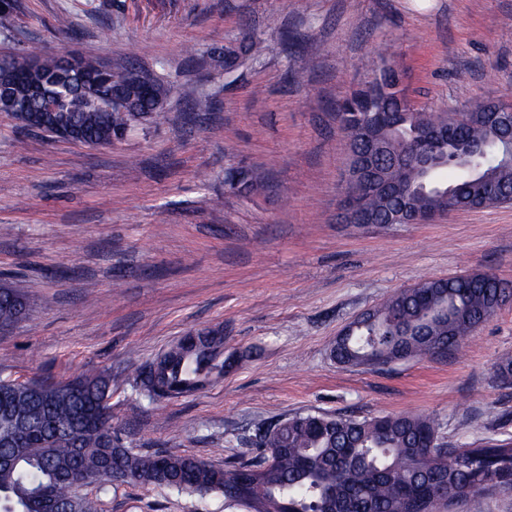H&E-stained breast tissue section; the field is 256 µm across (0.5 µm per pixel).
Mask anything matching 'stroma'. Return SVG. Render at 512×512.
<instances>
[{"label": "stroma", "instance_id": "1", "mask_svg": "<svg viewBox=\"0 0 512 512\" xmlns=\"http://www.w3.org/2000/svg\"><path fill=\"white\" fill-rule=\"evenodd\" d=\"M262 41L224 72L214 58ZM300 34L289 49L284 30ZM75 52L173 86L163 117L91 148L0 112V285L22 281L28 317L0 330V379L121 375L112 427L125 445L221 464L295 413L435 417L452 448L512 441V305L461 353L343 366L338 334L426 278L489 271L512 283V203L427 224L336 219L346 138L337 101L395 57L416 107L512 95V0H20L0 57ZM303 76L289 81L290 73ZM214 99L199 117L187 95ZM266 176L256 196L224 172ZM224 330L233 361L196 393L149 399L136 375L181 336ZM99 512H245L223 495L90 485ZM224 182L239 195H251L262 190L264 175L252 166H231L224 174Z\"/></svg>", "mask_w": 512, "mask_h": 512}]
</instances>
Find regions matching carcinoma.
I'll use <instances>...</instances> for the list:
<instances>
[{
	"label": "carcinoma",
	"mask_w": 512,
	"mask_h": 512,
	"mask_svg": "<svg viewBox=\"0 0 512 512\" xmlns=\"http://www.w3.org/2000/svg\"><path fill=\"white\" fill-rule=\"evenodd\" d=\"M28 58L26 53L4 57L0 70L20 75L9 88L10 101L35 112L38 104L23 78ZM80 64L77 70L60 69L52 57H45L44 84L58 95L59 114L77 125L84 138L110 145L137 123V115L112 102L121 75L100 70L96 60L84 56ZM369 83L370 101L358 90L336 103L341 130L354 127L360 112L379 113L382 135L397 156L428 150L460 159L476 141L493 143L499 155L483 165L481 177L512 188V165H502L504 147L496 131L476 114L478 104L462 113L461 130L451 135L453 144L430 143L424 129L448 125L455 121V113L415 109L381 66L375 67ZM377 163L398 198L359 193L348 182L342 196L355 197L359 209L379 222L389 219L402 198L419 210L440 212L448 190L465 199L477 193L476 178L458 165L454 182H445L439 168L424 189L420 174L411 169L393 165L386 156ZM224 182L239 195H251L263 189L265 178L251 166L237 165L225 171ZM423 284L397 292L375 311L372 321L348 327L332 349L337 363L362 366L370 355H427L432 336L446 337L447 348L457 349L481 326L480 319H490L512 302V288L499 286L486 272L450 279L446 287L431 279ZM27 307L21 285L0 290V326L16 323ZM226 364L224 334L200 330L148 363L136 376V385L152 400L174 399L223 376ZM73 383L80 393L72 396L58 394L55 384L42 381L35 389L17 387L0 395V512H49L54 504L60 512H97L95 502L74 482L101 473L115 486H150L190 495L220 492L235 503L242 502V492L248 490L254 500L252 512H410V505L423 502L433 486L450 495L464 487L512 490L511 441L461 449L439 442L436 452L441 460L429 470L420 469L424 449L417 447L418 441L439 438V424L424 414L294 415L254 431L249 442L257 454L252 460L220 467L193 454L127 447L112 431L104 404L112 380L81 375Z\"/></svg>",
	"instance_id": "1"
}]
</instances>
